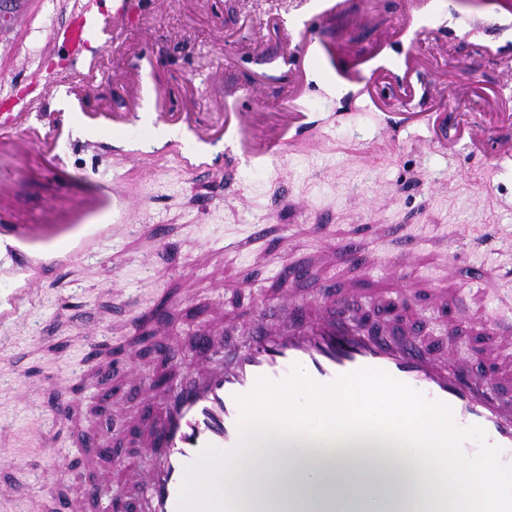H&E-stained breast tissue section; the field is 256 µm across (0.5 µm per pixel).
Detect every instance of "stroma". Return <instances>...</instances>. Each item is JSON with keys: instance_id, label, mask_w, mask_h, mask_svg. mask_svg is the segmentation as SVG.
Instances as JSON below:
<instances>
[{"instance_id": "stroma-1", "label": "stroma", "mask_w": 512, "mask_h": 512, "mask_svg": "<svg viewBox=\"0 0 512 512\" xmlns=\"http://www.w3.org/2000/svg\"><path fill=\"white\" fill-rule=\"evenodd\" d=\"M315 2L128 0L90 69L62 48L42 55L75 0H23L25 29L0 22V95L40 96L25 123L53 125L30 147L42 162L0 146V213L56 224L100 208L92 181L115 190L104 235L0 321V512L142 500L140 383L162 380L166 395L197 363V333L223 335L286 291L314 308L330 290L359 294L363 308H391L387 331L421 324L463 364L481 349L512 395V0H346L326 18ZM303 30L328 69L286 62ZM43 65L68 89L41 93ZM292 84L310 135L272 162L226 153L225 113L245 115L253 142L295 129ZM407 90L446 133L395 123ZM144 110L180 117L174 135L130 120ZM350 242L363 248L354 262ZM287 264L314 276L284 281ZM101 410L122 428L117 465L87 444ZM84 484L101 496L82 497Z\"/></svg>"}]
</instances>
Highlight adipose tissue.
<instances>
[{
  "instance_id": "adipose-tissue-1",
  "label": "adipose tissue",
  "mask_w": 512,
  "mask_h": 512,
  "mask_svg": "<svg viewBox=\"0 0 512 512\" xmlns=\"http://www.w3.org/2000/svg\"><path fill=\"white\" fill-rule=\"evenodd\" d=\"M302 454L311 460L315 476L324 485L336 483L344 488L342 494L331 498L329 512H364L368 496L374 491L384 494L388 503L386 512H418L423 491L417 466L360 468L354 463L359 449L347 445L333 452L306 448ZM226 478L250 498H255L263 487L279 488L280 495L274 501L257 500L256 512H289V500L304 488L302 480H289L287 473L268 465L258 448L252 449L248 459L233 467Z\"/></svg>"
}]
</instances>
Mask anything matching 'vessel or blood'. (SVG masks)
I'll use <instances>...</instances> for the list:
<instances>
[{
    "instance_id": "vessel-or-blood-1",
    "label": "vessel or blood",
    "mask_w": 512,
    "mask_h": 512,
    "mask_svg": "<svg viewBox=\"0 0 512 512\" xmlns=\"http://www.w3.org/2000/svg\"><path fill=\"white\" fill-rule=\"evenodd\" d=\"M104 0H77L69 23L52 29L55 42L64 44L72 62L95 56L97 42L108 34L123 6L105 9ZM100 212H90L78 223L42 237L27 224L0 233V250L22 258L24 278L15 288L17 300L30 298L38 273L58 265L61 257L81 254L84 242L96 236ZM358 303L339 295L330 298L321 316L305 324L288 323L296 311L293 299L271 309H258L251 319L227 332L222 346L209 334L196 340L204 361L165 397L162 411L145 403L149 416L152 459L146 487V512H178L185 468L206 445L223 450L238 442L241 409L237 396L250 393L259 380L281 383L294 367H302L315 384L328 386L340 376L362 368L379 369L419 391L426 399L448 405L460 428H483L489 444L501 447V459L512 465V405L497 398L496 380L464 370L452 359L433 353L414 333L373 336L362 330L355 312ZM271 465L296 476L310 469L305 459L282 453V440L266 441ZM429 493L419 512H443L442 494L429 471H422Z\"/></svg>"
}]
</instances>
